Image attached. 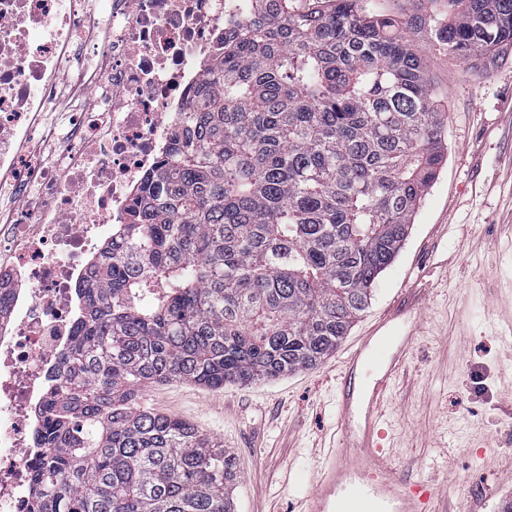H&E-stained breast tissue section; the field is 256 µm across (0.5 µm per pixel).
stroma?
<instances>
[{
  "instance_id": "obj_1",
  "label": "stroma",
  "mask_w": 512,
  "mask_h": 512,
  "mask_svg": "<svg viewBox=\"0 0 512 512\" xmlns=\"http://www.w3.org/2000/svg\"><path fill=\"white\" fill-rule=\"evenodd\" d=\"M380 15L447 18L448 0H364ZM410 38L447 112L448 159L379 276L369 308L321 364L274 381L210 389L144 386L141 405L221 442L241 478L236 512H298L314 448L336 427V370L417 285L413 351L383 409L393 460L432 484L428 512L512 503V58L482 70L449 56L429 27Z\"/></svg>"
}]
</instances>
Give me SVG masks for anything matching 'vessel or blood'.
Masks as SVG:
<instances>
[{"label":"vessel or blood","mask_w":512,"mask_h":512,"mask_svg":"<svg viewBox=\"0 0 512 512\" xmlns=\"http://www.w3.org/2000/svg\"><path fill=\"white\" fill-rule=\"evenodd\" d=\"M391 326V320L381 321L343 362L338 443L318 449L315 487L300 512H423L432 495L429 485L409 483L392 459L382 406L409 356L412 335L407 330L390 335ZM368 362L378 376L369 388L356 387V375Z\"/></svg>","instance_id":"obj_1"}]
</instances>
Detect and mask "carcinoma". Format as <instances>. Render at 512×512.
I'll return each instance as SVG.
<instances>
[{
	"label": "carcinoma",
	"instance_id": "cac0c4a2",
	"mask_svg": "<svg viewBox=\"0 0 512 512\" xmlns=\"http://www.w3.org/2000/svg\"><path fill=\"white\" fill-rule=\"evenodd\" d=\"M247 2L78 289L27 512H234L232 456L138 391L320 364L447 159L446 113L407 35L420 21L361 0ZM448 9L433 28L448 54L485 67L512 49V0Z\"/></svg>",
	"mask_w": 512,
	"mask_h": 512
}]
</instances>
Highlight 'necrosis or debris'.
Instances as JSON below:
<instances>
[{
	"mask_svg": "<svg viewBox=\"0 0 512 512\" xmlns=\"http://www.w3.org/2000/svg\"><path fill=\"white\" fill-rule=\"evenodd\" d=\"M0 0V512H26L31 412L73 336L72 282L124 224L242 0Z\"/></svg>",
	"mask_w": 512,
	"mask_h": 512,
	"instance_id": "necrosis-or-debris-1",
	"label": "necrosis or debris"
}]
</instances>
